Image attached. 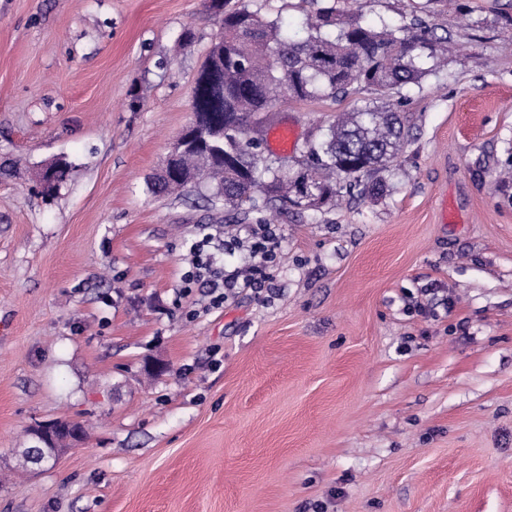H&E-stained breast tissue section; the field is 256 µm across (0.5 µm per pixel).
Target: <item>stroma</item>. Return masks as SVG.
<instances>
[{
	"mask_svg": "<svg viewBox=\"0 0 512 512\" xmlns=\"http://www.w3.org/2000/svg\"><path fill=\"white\" fill-rule=\"evenodd\" d=\"M465 2L423 15L462 50L405 89L381 197L234 221L145 191L219 33L205 0H0V512H512V0ZM359 101L265 127L314 139ZM261 218L271 287L177 299L194 240L238 271ZM56 419L85 438L19 471Z\"/></svg>",
	"mask_w": 512,
	"mask_h": 512,
	"instance_id": "1",
	"label": "stroma"
}]
</instances>
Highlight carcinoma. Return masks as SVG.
<instances>
[{
	"instance_id": "cac0c4a2",
	"label": "carcinoma",
	"mask_w": 512,
	"mask_h": 512,
	"mask_svg": "<svg viewBox=\"0 0 512 512\" xmlns=\"http://www.w3.org/2000/svg\"><path fill=\"white\" fill-rule=\"evenodd\" d=\"M268 2L206 0L220 33L195 80L191 108L209 111L210 93L222 91L224 145L209 150L207 166L201 164V151H186L180 168L197 171L196 181L157 175L146 181L148 194L207 193L224 208L245 213L320 211L358 186L365 195L382 192V182L364 185L362 179L386 168L402 151V90L420 85L447 64L451 41L418 15L407 24L371 23L358 9L337 7L338 0H303L309 6L306 35L295 39L279 17L267 12ZM360 92L373 98L342 113L324 138L305 142L298 167L262 158L258 132L273 104L285 98L336 100ZM298 178L316 199L295 201Z\"/></svg>"
}]
</instances>
